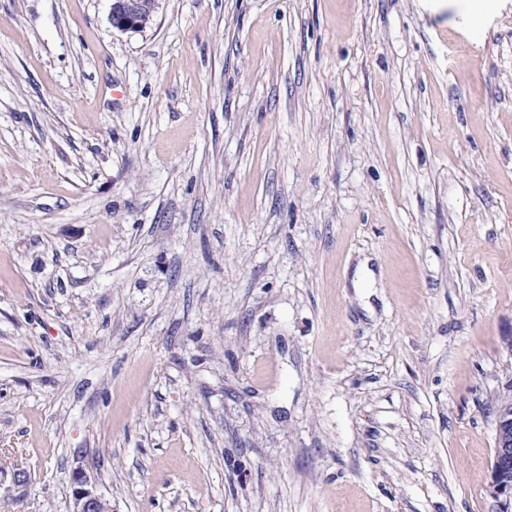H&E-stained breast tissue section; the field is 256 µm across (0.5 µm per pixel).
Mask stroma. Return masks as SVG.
<instances>
[{
  "instance_id": "stroma-1",
  "label": "stroma",
  "mask_w": 512,
  "mask_h": 512,
  "mask_svg": "<svg viewBox=\"0 0 512 512\" xmlns=\"http://www.w3.org/2000/svg\"><path fill=\"white\" fill-rule=\"evenodd\" d=\"M109 10L0 0V512H501L512 0ZM112 27L122 32H138L153 20L158 0H110ZM495 421L494 454L491 464L489 494L501 499L504 512L512 508V388L499 396L493 406ZM72 510L70 512H112L110 501L99 493L91 476L77 468L72 475Z\"/></svg>"
}]
</instances>
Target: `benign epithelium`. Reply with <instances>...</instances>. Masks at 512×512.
Masks as SVG:
<instances>
[{
  "label": "benign epithelium",
  "instance_id": "obj_1",
  "mask_svg": "<svg viewBox=\"0 0 512 512\" xmlns=\"http://www.w3.org/2000/svg\"><path fill=\"white\" fill-rule=\"evenodd\" d=\"M158 0H111L109 19L122 32H138L153 20ZM494 454L489 494L512 508V392L498 397L493 406ZM71 512H112L110 501L99 493L91 476L82 468L72 475Z\"/></svg>",
  "mask_w": 512,
  "mask_h": 512
}]
</instances>
